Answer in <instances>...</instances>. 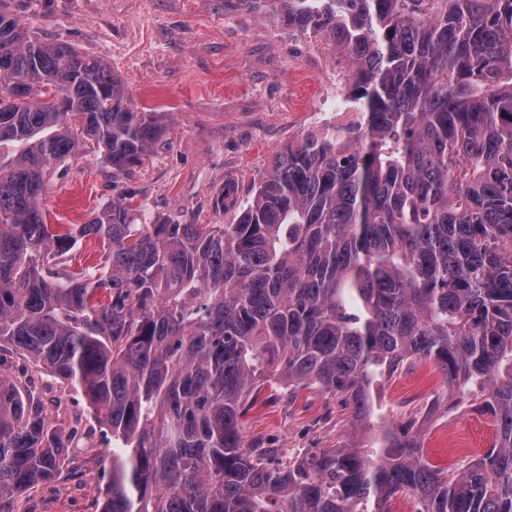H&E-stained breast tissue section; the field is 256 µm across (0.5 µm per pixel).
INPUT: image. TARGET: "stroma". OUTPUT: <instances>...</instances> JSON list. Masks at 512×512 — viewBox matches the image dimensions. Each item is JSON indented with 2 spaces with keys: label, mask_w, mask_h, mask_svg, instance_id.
Here are the masks:
<instances>
[{
  "label": "stroma",
  "mask_w": 512,
  "mask_h": 512,
  "mask_svg": "<svg viewBox=\"0 0 512 512\" xmlns=\"http://www.w3.org/2000/svg\"><path fill=\"white\" fill-rule=\"evenodd\" d=\"M0 9L32 39L108 61L134 105L165 126L155 150L120 184L97 150L67 159L48 181L51 224L85 223L123 187L135 190L146 223H227L214 207L225 183L246 204L288 143L350 117L346 103L327 104L330 78L349 73L348 60L324 38L291 29L280 0H0ZM442 387L439 369L423 364L386 383L383 405L401 422ZM350 430L342 395L321 387L293 400L268 394L243 426L246 444L283 458L335 447ZM423 434L427 459L443 465L489 448L495 427L468 411ZM60 488L55 481L24 494L16 512H77Z\"/></svg>",
  "instance_id": "35a3bbf8"
}]
</instances>
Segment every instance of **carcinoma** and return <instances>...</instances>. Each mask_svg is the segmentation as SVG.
Segmentation results:
<instances>
[{
    "mask_svg": "<svg viewBox=\"0 0 512 512\" xmlns=\"http://www.w3.org/2000/svg\"><path fill=\"white\" fill-rule=\"evenodd\" d=\"M282 2L348 58L356 116L289 144L241 208L224 189L228 224H138L132 189L47 223V174L91 142L118 179L165 127L107 61L0 11V366L93 415L65 432L0 370V512L97 435L98 512H512V0ZM93 236L103 257L66 266ZM422 363L491 417L482 455L435 465L383 411ZM267 386L342 395L354 439L286 463L245 444ZM9 361L11 362L9 372L12 376L22 379V381L32 378H39L50 386V392L44 391L34 394L39 396L51 411L57 401L58 403L69 407L70 412L64 418L65 421L63 422L66 431H68L71 423L77 416L81 417L83 424H85L86 427H89V425L92 423V420L90 418L86 402L79 392L73 389H61L59 384H57L47 375L36 371L30 363L19 356L12 355V359H9Z\"/></svg>",
    "mask_w": 512,
    "mask_h": 512,
    "instance_id": "carcinoma-1",
    "label": "carcinoma"
}]
</instances>
